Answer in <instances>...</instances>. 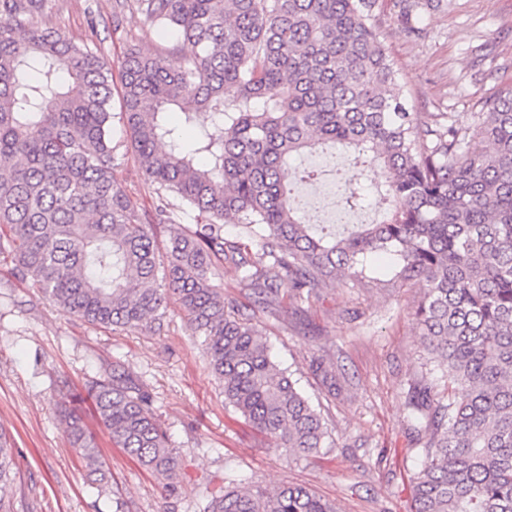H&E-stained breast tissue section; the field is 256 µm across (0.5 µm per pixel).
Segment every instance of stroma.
Returning a JSON list of instances; mask_svg holds the SVG:
<instances>
[{"mask_svg": "<svg viewBox=\"0 0 512 512\" xmlns=\"http://www.w3.org/2000/svg\"><path fill=\"white\" fill-rule=\"evenodd\" d=\"M53 2L48 23L74 42L95 43L112 67L113 92L121 90L130 45L154 52L173 42L171 33L120 11L116 0ZM398 12L399 0H378L373 23L414 111L450 112L459 125L475 127L482 98L512 86V0H432L419 36L405 29ZM113 139L114 173L141 222L154 225L158 244L172 226L195 224L196 212L176 197H159L146 180L122 124H115ZM302 163L318 170L317 179L302 180L301 169L292 168L288 180L312 223H327L316 202L325 194L332 210H342L337 179L349 161L327 148ZM392 261L386 253L369 255V279L322 289L279 312L241 296L233 266L215 271V284L264 327L275 362L327 423L334 448L303 457L271 450L225 406L177 304H169L161 323L136 329L84 322L22 279L0 238V428L14 448L16 512H116L120 501L128 512H200L206 486L228 477L302 485L336 501L341 512H412L411 479L424 444L407 420L409 386L426 372L440 393L446 369L428 353L413 318L420 290L391 281ZM316 358L334 361L344 374L337 397L312 374ZM115 362L136 373L152 396L179 458L176 492L113 447L107 430L88 417L110 489L98 496L68 441L64 410L76 405L87 412L91 381Z\"/></svg>", "mask_w": 512, "mask_h": 512, "instance_id": "35a3bbf8", "label": "stroma"}]
</instances>
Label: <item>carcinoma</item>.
<instances>
[{
	"label": "carcinoma",
	"instance_id": "cac0c4a2",
	"mask_svg": "<svg viewBox=\"0 0 512 512\" xmlns=\"http://www.w3.org/2000/svg\"><path fill=\"white\" fill-rule=\"evenodd\" d=\"M376 0H125L177 43L161 54L130 47L121 119L137 162L161 195L206 223L173 230L166 261L112 172V68L90 44L38 23L50 0H0V231L14 268L51 302L93 325L136 328L170 299L218 380L224 404L276 451L304 457L331 447L321 415L271 360L263 327L210 277L240 272L238 287L270 309L336 278H365L367 255L396 257L393 278L421 288L414 313L427 350L448 368L447 397L424 384L409 418L425 438L413 512H512V87L481 101L476 131L439 112L410 111L399 73L372 23ZM422 4L401 21L420 34ZM192 53H178L179 43ZM200 111L209 126L188 147L166 118ZM376 164L388 203L382 220L315 226L290 201V160L323 147ZM345 176L344 203L363 195ZM246 241L224 238V222ZM328 392L336 369L312 363ZM112 445L173 485L175 448L130 371L88 389ZM73 447L94 472L98 446L67 413ZM14 457L0 430V512H13ZM205 512H338L311 489L233 480Z\"/></svg>",
	"mask_w": 512,
	"mask_h": 512
}]
</instances>
